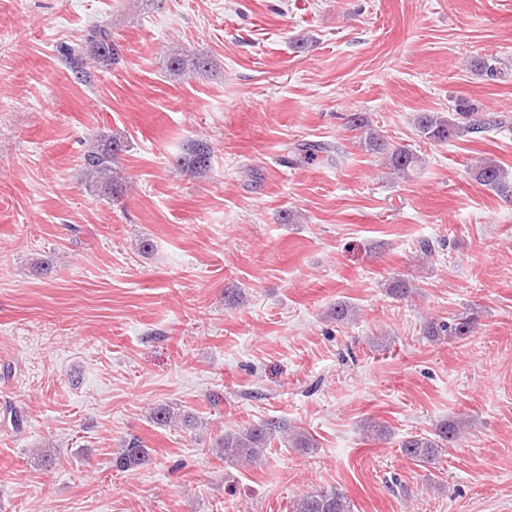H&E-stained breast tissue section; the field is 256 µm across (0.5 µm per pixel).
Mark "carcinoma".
<instances>
[{
	"instance_id": "obj_1",
	"label": "carcinoma",
	"mask_w": 512,
	"mask_h": 512,
	"mask_svg": "<svg viewBox=\"0 0 512 512\" xmlns=\"http://www.w3.org/2000/svg\"><path fill=\"white\" fill-rule=\"evenodd\" d=\"M61 64L71 74L74 81L85 87H92L97 81V73L110 70L121 62V45L112 33V27L106 22L97 23L88 29L83 42L65 44L58 50ZM168 67L173 72H205L211 67L209 58L195 53H175L168 58ZM466 123L452 120L440 112H419L414 124L420 136L437 143L476 134L501 124L499 116L469 112ZM349 127L362 130L364 143L368 150L379 155L385 168L403 178L410 177L418 163L410 149L392 147L372 128L368 118L360 112L350 114ZM123 142L111 137L105 142L95 140L85 153V178L89 188H96L115 198L120 196L125 185L124 176L116 168V160ZM186 156L177 160L179 168L202 172L209 168L211 151L208 145L192 141L187 144ZM292 161L309 162L319 159H331V147L322 144H297L291 148ZM473 178L481 185L501 197L512 196V178L499 164L492 160L482 161L472 166ZM474 321L469 316L458 315L448 320L432 319L424 323L423 335L430 341L453 339L470 334ZM151 419L162 426L182 425L193 428L196 417L181 408L161 405L153 409ZM465 422L451 420L436 426L430 435H415L400 444L401 452L407 458L423 464L438 461L447 444L456 441L464 430ZM280 438L292 448H311L313 438L301 428L291 429L279 421H266L257 426L245 427L238 432L224 433L217 439L216 448L226 461L258 463L264 450L271 442ZM150 449L137 438L130 439L118 449L112 458V466L125 472L135 469L149 461ZM292 512H352V504L343 490L336 487L316 489L301 495L293 502Z\"/></svg>"
}]
</instances>
